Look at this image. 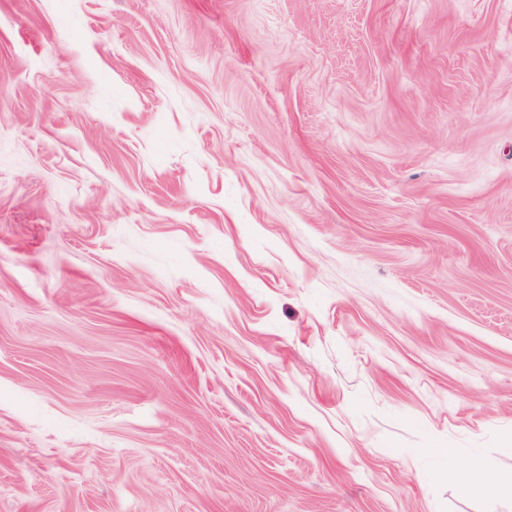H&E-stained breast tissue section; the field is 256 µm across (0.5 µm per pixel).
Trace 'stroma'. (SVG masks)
I'll use <instances>...</instances> for the list:
<instances>
[{"instance_id": "1", "label": "stroma", "mask_w": 512, "mask_h": 512, "mask_svg": "<svg viewBox=\"0 0 512 512\" xmlns=\"http://www.w3.org/2000/svg\"><path fill=\"white\" fill-rule=\"evenodd\" d=\"M512 0H0V512H512ZM454 479L459 489L467 495L498 496L505 492V484L492 461H486L480 472L458 470Z\"/></svg>"}]
</instances>
